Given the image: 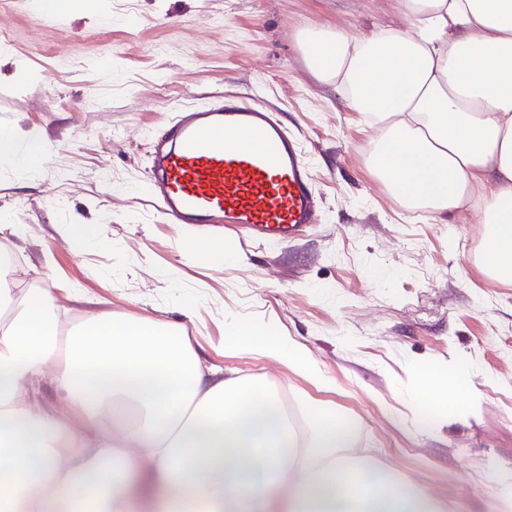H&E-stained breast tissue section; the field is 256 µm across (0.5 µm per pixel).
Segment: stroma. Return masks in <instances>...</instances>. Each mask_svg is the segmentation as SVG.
Wrapping results in <instances>:
<instances>
[{
  "instance_id": "obj_1",
  "label": "stroma",
  "mask_w": 512,
  "mask_h": 512,
  "mask_svg": "<svg viewBox=\"0 0 512 512\" xmlns=\"http://www.w3.org/2000/svg\"><path fill=\"white\" fill-rule=\"evenodd\" d=\"M71 2L61 20H44L40 0H8L0 13L13 37L0 48V128L21 141L51 134L38 172L0 157V241L17 295L63 285L65 333L100 313L170 322L204 345L206 363L274 383L298 432L310 406L335 408L357 422L362 454L450 512H498L493 476L512 471V283L479 267L475 210L436 223L385 192L366 164L368 120L312 76L296 42L305 25L406 28L399 0ZM240 92L299 137L320 199L316 228L285 242L170 223L142 189L150 140L176 110ZM60 224L95 239L74 253ZM200 235L223 238L238 263L191 255ZM231 320L296 339L332 390L215 350ZM427 361L471 366L477 405L414 432L399 416L413 367Z\"/></svg>"
}]
</instances>
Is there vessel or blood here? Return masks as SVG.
Instances as JSON below:
<instances>
[{"mask_svg": "<svg viewBox=\"0 0 512 512\" xmlns=\"http://www.w3.org/2000/svg\"><path fill=\"white\" fill-rule=\"evenodd\" d=\"M151 147L147 189L177 223L249 225L258 237L287 238L316 219L297 140L251 95L182 111Z\"/></svg>", "mask_w": 512, "mask_h": 512, "instance_id": "vessel-or-blood-1", "label": "vessel or blood"}]
</instances>
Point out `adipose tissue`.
<instances>
[{
  "label": "adipose tissue",
  "instance_id": "adipose-tissue-1",
  "mask_svg": "<svg viewBox=\"0 0 512 512\" xmlns=\"http://www.w3.org/2000/svg\"><path fill=\"white\" fill-rule=\"evenodd\" d=\"M410 27L356 37L329 25L296 39L310 72L335 86L376 133L375 179L409 212L462 209L485 226L488 278L512 281V0H401ZM56 285L0 299V512H448L429 493L355 454L358 429L312 407L242 428L279 406L261 377L204 364L167 322L98 315L49 329ZM224 349L280 363L320 390L332 380L310 352L271 328L227 324ZM408 402L438 417L474 373L463 363L412 370ZM57 403H32L42 383Z\"/></svg>",
  "mask_w": 512,
  "mask_h": 512
}]
</instances>
